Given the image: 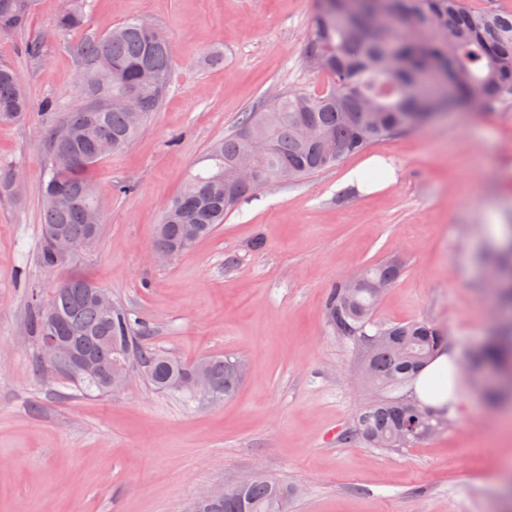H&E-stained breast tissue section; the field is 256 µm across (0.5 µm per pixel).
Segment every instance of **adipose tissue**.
<instances>
[{
    "label": "adipose tissue",
    "mask_w": 512,
    "mask_h": 512,
    "mask_svg": "<svg viewBox=\"0 0 512 512\" xmlns=\"http://www.w3.org/2000/svg\"><path fill=\"white\" fill-rule=\"evenodd\" d=\"M463 387L459 357L455 349H442L418 376L414 393L435 410L455 404Z\"/></svg>",
    "instance_id": "ef3b65f1"
}]
</instances>
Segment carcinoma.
<instances>
[{"label":"carcinoma","mask_w":512,"mask_h":512,"mask_svg":"<svg viewBox=\"0 0 512 512\" xmlns=\"http://www.w3.org/2000/svg\"><path fill=\"white\" fill-rule=\"evenodd\" d=\"M35 0H0V35L26 30ZM315 32L305 54L329 87L319 94L291 93L259 112H245L236 130L212 144L209 165L189 176L184 188L165 207L156 226L157 243L178 255L212 235L240 202L259 186L238 179L236 160L253 152L248 132L262 128L272 149L255 156L262 184L297 180L334 167L346 156L375 142L420 129L448 108L477 105L512 94V11L475 12L465 0H317ZM87 0H67L50 30L66 34L83 27ZM345 8L352 23L338 22ZM79 69H92L99 84L76 85V104L46 133L47 161L42 196L56 204L42 206V236L37 263L46 272L63 268L50 246L54 233L93 244L100 227L88 222L101 198L93 180L101 142L112 139V153L124 150L152 113L159 110L170 86L173 50L158 28L145 30L140 20L115 26L107 34L88 37L76 47ZM140 91L142 122L134 124L124 106L127 91ZM31 108L22 80L0 66V120L21 117ZM498 270L488 278L506 312L512 311V237L483 258ZM392 261L379 262L357 273L358 284L337 281L325 301L327 322L344 336L386 334V341L368 349L364 364L377 390L396 391L414 381L441 349L443 332L426 321L379 326L374 321L378 298L371 285H392L400 275ZM102 287L69 275L49 299L33 298L27 330L37 342L56 336L63 358L83 357L91 368L75 366L57 373L59 381L81 393L116 392L114 372L137 366L146 382L161 392L196 398L179 384L203 371L216 394L226 400L238 390L239 357L216 355L186 362L149 346L147 323L131 317L117 304L97 301ZM498 339L475 354L473 366L485 374L512 353V320L497 323ZM409 401L379 396L357 413L356 431L368 443L386 438L393 448L418 441L406 433ZM291 491L262 471L254 472L238 490L204 512H288Z\"/></svg>","instance_id":"1"}]
</instances>
